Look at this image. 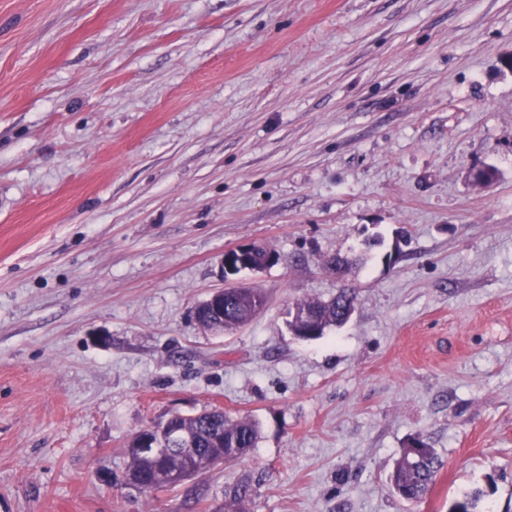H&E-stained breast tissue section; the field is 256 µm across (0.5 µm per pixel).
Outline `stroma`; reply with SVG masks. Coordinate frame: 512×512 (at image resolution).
<instances>
[{"label":"stroma","instance_id":"1","mask_svg":"<svg viewBox=\"0 0 512 512\" xmlns=\"http://www.w3.org/2000/svg\"><path fill=\"white\" fill-rule=\"evenodd\" d=\"M511 56L512 0H0V512H512ZM250 245L265 309L204 331ZM216 407L245 456L126 485L138 432ZM357 295L353 288H340L338 294L330 301H315V300H300L293 304L292 309L289 310L290 320L294 323V330L292 331L295 336H309L304 335V324L311 322V318L306 314L301 316L297 312L307 311L312 314V320L315 321V328L319 329V336H309L313 339L320 338L324 335L327 328L331 326H341L347 322L349 311L354 308ZM297 312H296V311ZM354 309L350 312L352 315ZM442 468L436 449L418 435L408 440L388 479L394 493L417 504L429 494Z\"/></svg>","mask_w":512,"mask_h":512}]
</instances>
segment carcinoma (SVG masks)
I'll return each instance as SVG.
<instances>
[{
  "instance_id": "obj_1",
  "label": "carcinoma",
  "mask_w": 512,
  "mask_h": 512,
  "mask_svg": "<svg viewBox=\"0 0 512 512\" xmlns=\"http://www.w3.org/2000/svg\"><path fill=\"white\" fill-rule=\"evenodd\" d=\"M357 295L352 288H341L330 301L300 300L293 304L298 312L306 311L313 316L315 328L325 333L331 326H341L347 322L349 311L354 308ZM265 305V296L258 289L240 294L235 288L224 290V319L203 313V329L214 331V324L224 322V333H232L247 324V313L256 307ZM181 424L196 429V453L198 459H189L190 474L194 475L211 464L204 459L220 453L231 459L244 455L255 446L259 434L258 423L253 419L241 418L236 421L227 419L218 409L204 411L196 417H184ZM129 471L141 478L150 490L167 487V483L156 480L157 471L163 469L166 462L151 463L136 456H129ZM443 468V462L435 448L422 436L410 438L402 449L393 470L389 474V483L398 496L409 503L417 504L424 500Z\"/></svg>"
}]
</instances>
